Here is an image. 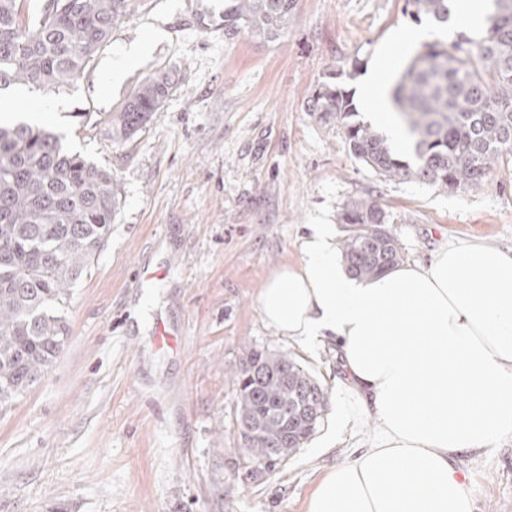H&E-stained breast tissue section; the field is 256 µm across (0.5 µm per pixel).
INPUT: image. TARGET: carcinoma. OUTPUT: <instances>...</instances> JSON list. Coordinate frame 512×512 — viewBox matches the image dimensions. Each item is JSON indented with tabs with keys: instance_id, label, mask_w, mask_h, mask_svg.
Instances as JSON below:
<instances>
[{
	"instance_id": "cac0c4a2",
	"label": "carcinoma",
	"mask_w": 512,
	"mask_h": 512,
	"mask_svg": "<svg viewBox=\"0 0 512 512\" xmlns=\"http://www.w3.org/2000/svg\"><path fill=\"white\" fill-rule=\"evenodd\" d=\"M127 0H49L32 23L21 0H0V90L70 85L127 15ZM450 0H406L411 15L448 21ZM486 36L448 50L426 45L394 99L414 141L401 158L358 119L354 95L326 81L306 109L336 121L351 155L377 175L448 190H476L512 163V0H494ZM294 0H228L224 35H280ZM168 76L141 83L125 104L97 122L114 143L130 140L170 94ZM64 135L25 122L0 123V411L52 367L69 338L62 305L112 236L119 198L112 173L69 150ZM342 255L358 279L403 260L386 228L390 215L357 198L339 214ZM237 426L249 463L272 469L304 446L321 424L328 392L288 352L249 349L236 372Z\"/></svg>"
}]
</instances>
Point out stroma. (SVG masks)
<instances>
[{"instance_id":"1","label":"stroma","mask_w":512,"mask_h":512,"mask_svg":"<svg viewBox=\"0 0 512 512\" xmlns=\"http://www.w3.org/2000/svg\"><path fill=\"white\" fill-rule=\"evenodd\" d=\"M406 0H295L280 37L224 34V0H127V15L63 91L48 128L109 169L112 237L70 291V337L53 367L0 413V512H305L331 466L369 429L320 447L313 434L275 471L249 476L234 375L247 348L297 357L327 389L336 346L305 347L262 319L258 295L302 257L310 224L374 198L405 260L444 242L512 249V168L473 191L384 179L340 128L306 112L329 71L357 89L380 49L414 27ZM148 42L121 83L105 65ZM359 68H352V61ZM173 87L115 144L83 121L119 109L148 78ZM474 512H512V437L465 454Z\"/></svg>"}]
</instances>
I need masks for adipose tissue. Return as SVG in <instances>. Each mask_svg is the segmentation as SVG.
<instances>
[{
	"label": "adipose tissue",
	"mask_w": 512,
	"mask_h": 512,
	"mask_svg": "<svg viewBox=\"0 0 512 512\" xmlns=\"http://www.w3.org/2000/svg\"><path fill=\"white\" fill-rule=\"evenodd\" d=\"M492 0H452L450 26L485 33ZM424 30L383 52L387 75L363 76L369 122L397 152L391 73ZM264 321L341 354L327 440L372 426L368 449L332 466L305 512H473L458 456L512 436V250L444 244L428 260L356 280L336 257L335 228L314 224L299 263L281 266L258 297Z\"/></svg>",
	"instance_id": "adipose-tissue-1"
}]
</instances>
